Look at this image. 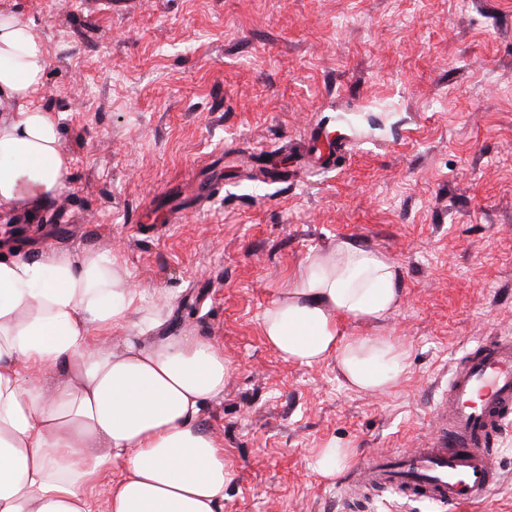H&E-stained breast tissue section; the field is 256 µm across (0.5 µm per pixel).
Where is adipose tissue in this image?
<instances>
[{
  "instance_id": "obj_1",
  "label": "adipose tissue",
  "mask_w": 512,
  "mask_h": 512,
  "mask_svg": "<svg viewBox=\"0 0 512 512\" xmlns=\"http://www.w3.org/2000/svg\"><path fill=\"white\" fill-rule=\"evenodd\" d=\"M52 61L19 12H0V210L36 219L69 188L59 118L33 106ZM394 265L356 242L307 259L264 314L285 361L335 358L346 384L390 390L407 354L388 338L346 336L401 304ZM140 305L124 262L92 249L0 259V512H221L234 473L205 407L232 364L207 338L113 345ZM122 461L104 510L92 491Z\"/></svg>"
}]
</instances>
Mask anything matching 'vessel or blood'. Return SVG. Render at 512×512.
I'll use <instances>...</instances> for the list:
<instances>
[{
  "label": "vessel or blood",
  "instance_id": "b4317fda",
  "mask_svg": "<svg viewBox=\"0 0 512 512\" xmlns=\"http://www.w3.org/2000/svg\"><path fill=\"white\" fill-rule=\"evenodd\" d=\"M434 421L414 448L382 449L353 468L343 493L378 486L442 507L485 501L500 480L487 440L512 422V336L476 342L450 373Z\"/></svg>",
  "mask_w": 512,
  "mask_h": 512
}]
</instances>
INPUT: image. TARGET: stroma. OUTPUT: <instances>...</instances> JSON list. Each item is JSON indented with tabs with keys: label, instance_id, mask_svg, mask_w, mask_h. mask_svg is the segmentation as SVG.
<instances>
[{
	"label": "stroma",
	"instance_id": "obj_1",
	"mask_svg": "<svg viewBox=\"0 0 512 512\" xmlns=\"http://www.w3.org/2000/svg\"><path fill=\"white\" fill-rule=\"evenodd\" d=\"M53 64L32 103L56 114L68 191L15 251H119L139 288L131 335L212 340L233 364L204 431L234 478L222 512H449L385 489L344 505L314 470L333 443L364 461L432 429L482 336L512 333V0H0ZM341 133L334 166L258 179L241 157ZM352 240L395 265L403 302L347 336L407 351L385 394L335 358L282 360L265 311L308 258ZM500 482L459 512H512Z\"/></svg>",
	"mask_w": 512,
	"mask_h": 512
}]
</instances>
